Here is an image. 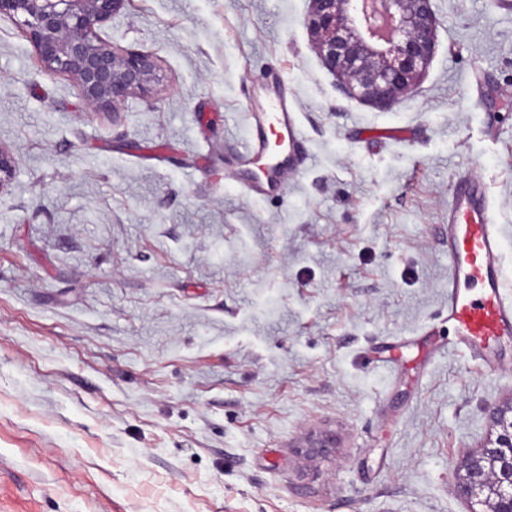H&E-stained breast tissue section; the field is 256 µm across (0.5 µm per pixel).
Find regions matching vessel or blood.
<instances>
[{
	"instance_id": "b4317fda",
	"label": "vessel or blood",
	"mask_w": 512,
	"mask_h": 512,
	"mask_svg": "<svg viewBox=\"0 0 512 512\" xmlns=\"http://www.w3.org/2000/svg\"><path fill=\"white\" fill-rule=\"evenodd\" d=\"M281 130L296 145L300 129L287 103L272 100L265 127L251 133L246 151L262 150L265 135ZM448 322L456 345L489 352L501 337L512 335V302L503 293L504 243L485 189L469 178L459 179L448 201Z\"/></svg>"
}]
</instances>
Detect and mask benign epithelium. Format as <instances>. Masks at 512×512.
Instances as JSON below:
<instances>
[{
    "label": "benign epithelium",
    "mask_w": 512,
    "mask_h": 512,
    "mask_svg": "<svg viewBox=\"0 0 512 512\" xmlns=\"http://www.w3.org/2000/svg\"><path fill=\"white\" fill-rule=\"evenodd\" d=\"M126 0H0L43 69L72 80L94 111H111L158 81L153 55L119 49L100 27ZM434 0H310L307 28L324 66L353 98L391 108L413 93L437 42ZM15 159L0 146V191ZM495 435L456 470L468 512H512V400L491 412Z\"/></svg>",
    "instance_id": "benign-epithelium-1"
}]
</instances>
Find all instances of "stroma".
<instances>
[{
    "label": "stroma",
    "mask_w": 512,
    "mask_h": 512,
    "mask_svg": "<svg viewBox=\"0 0 512 512\" xmlns=\"http://www.w3.org/2000/svg\"><path fill=\"white\" fill-rule=\"evenodd\" d=\"M434 5L389 110L340 92L309 0H126L100 34L162 82L108 112L0 19V512H467L512 336L448 345V198L484 184L512 299V5ZM275 78L307 161L255 197Z\"/></svg>",
    "instance_id": "obj_1"
}]
</instances>
